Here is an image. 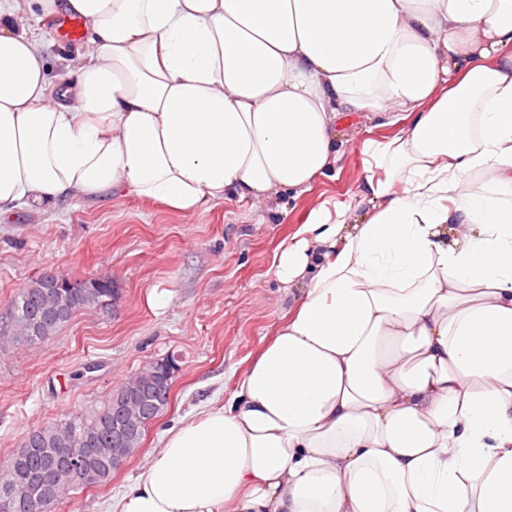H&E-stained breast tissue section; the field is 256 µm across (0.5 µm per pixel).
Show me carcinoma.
<instances>
[{
  "label": "carcinoma",
  "mask_w": 512,
  "mask_h": 512,
  "mask_svg": "<svg viewBox=\"0 0 512 512\" xmlns=\"http://www.w3.org/2000/svg\"><path fill=\"white\" fill-rule=\"evenodd\" d=\"M113 295L89 281L76 288L43 272L19 289L11 303L4 341L38 344L54 336L85 309H107ZM164 379L152 366L126 379L91 410L29 432L0 466V512H54L70 491L109 482L112 456L140 447L148 423L168 407ZM125 443L114 444V426Z\"/></svg>",
  "instance_id": "carcinoma-1"
}]
</instances>
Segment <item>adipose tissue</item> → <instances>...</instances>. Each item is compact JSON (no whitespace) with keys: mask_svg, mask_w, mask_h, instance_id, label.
Listing matches in <instances>:
<instances>
[{"mask_svg":"<svg viewBox=\"0 0 512 512\" xmlns=\"http://www.w3.org/2000/svg\"><path fill=\"white\" fill-rule=\"evenodd\" d=\"M64 13L56 96L28 20ZM350 113L395 129L362 191L311 208L292 305L112 512H512V0H0V216L300 197ZM54 33L60 41L54 38L53 31L38 32L42 52L47 62V80L50 88L63 81L73 64L75 49L83 48L88 39L87 31L84 36L81 19L75 15H62L56 24Z\"/></svg>","mask_w":512,"mask_h":512,"instance_id":"ef3b65f1","label":"adipose tissue"}]
</instances>
